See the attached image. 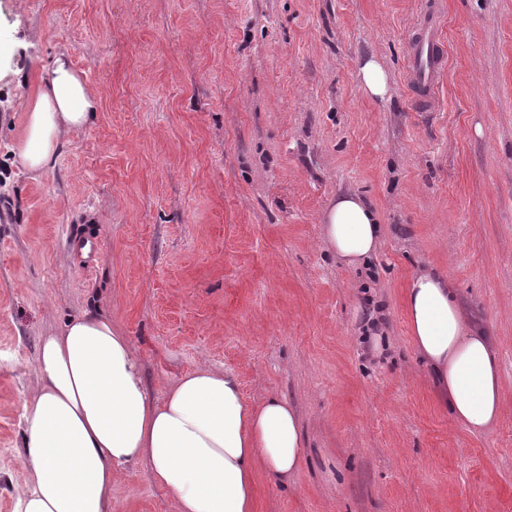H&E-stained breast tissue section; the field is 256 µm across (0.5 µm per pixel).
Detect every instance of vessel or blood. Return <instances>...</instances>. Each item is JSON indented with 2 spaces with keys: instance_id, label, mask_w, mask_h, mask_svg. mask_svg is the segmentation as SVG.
<instances>
[{
  "instance_id": "b4317fda",
  "label": "vessel or blood",
  "mask_w": 512,
  "mask_h": 512,
  "mask_svg": "<svg viewBox=\"0 0 512 512\" xmlns=\"http://www.w3.org/2000/svg\"><path fill=\"white\" fill-rule=\"evenodd\" d=\"M445 19L435 5H427L409 39L408 77L416 111H431L436 90L447 64L444 38Z\"/></svg>"
}]
</instances>
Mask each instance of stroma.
<instances>
[{"label": "stroma", "instance_id": "1", "mask_svg": "<svg viewBox=\"0 0 512 512\" xmlns=\"http://www.w3.org/2000/svg\"><path fill=\"white\" fill-rule=\"evenodd\" d=\"M426 0H0L38 35L0 82V512L27 472L39 340L102 313L154 399L205 363L248 402L296 408L305 464L256 479V512H512V0H440L448 67L414 111L408 37ZM68 51L101 108L33 178L12 156ZM377 57L389 92L359 88ZM353 193L383 227L367 263L322 238ZM445 274L493 336L504 411L472 434L411 341L410 277ZM112 512H174L130 464Z\"/></svg>", "mask_w": 512, "mask_h": 512}]
</instances>
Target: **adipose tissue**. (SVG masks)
I'll return each instance as SVG.
<instances>
[{
    "mask_svg": "<svg viewBox=\"0 0 512 512\" xmlns=\"http://www.w3.org/2000/svg\"><path fill=\"white\" fill-rule=\"evenodd\" d=\"M100 97L68 53H56L13 146L23 168L36 178L50 170L94 120ZM380 233L377 213L356 195L338 196L323 214V238L347 266L370 259ZM404 308L414 349L453 418L471 433L489 430L502 412L491 336L437 273L411 277ZM32 371L28 477L15 512H111L128 465L139 461L172 495L176 512H255L258 472L284 483L303 466L299 418L287 399L249 404L233 375L201 364L153 400L135 346L107 315L69 318L43 337Z\"/></svg>",
    "mask_w": 512,
    "mask_h": 512,
    "instance_id": "obj_1",
    "label": "adipose tissue"
}]
</instances>
